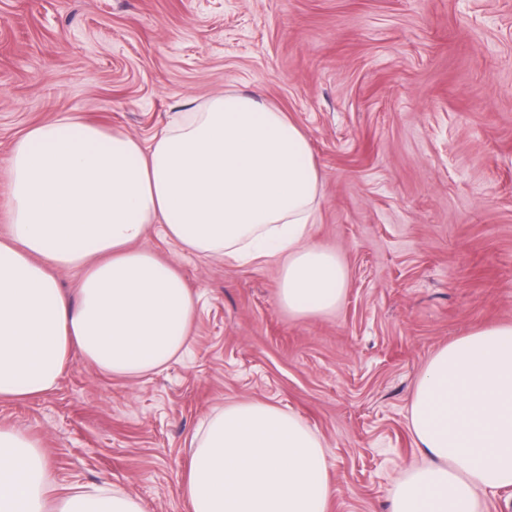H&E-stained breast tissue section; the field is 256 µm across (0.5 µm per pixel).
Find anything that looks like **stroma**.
I'll return each mask as SVG.
<instances>
[{"label": "stroma", "mask_w": 512, "mask_h": 512, "mask_svg": "<svg viewBox=\"0 0 512 512\" xmlns=\"http://www.w3.org/2000/svg\"><path fill=\"white\" fill-rule=\"evenodd\" d=\"M224 91L307 134L322 177L310 240L347 271L342 303L298 317L279 266L141 242L200 298L186 353L148 377L74 361L56 389L0 401L60 490L119 487L190 512L192 435L265 401L321 440L329 512H388L420 452L409 429L431 356L512 322V0H0V236L8 161L31 125L77 114L145 139Z\"/></svg>", "instance_id": "obj_1"}]
</instances>
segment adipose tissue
I'll use <instances>...</instances> for the list:
<instances>
[{
    "label": "adipose tissue",
    "instance_id": "ef3b65f1",
    "mask_svg": "<svg viewBox=\"0 0 512 512\" xmlns=\"http://www.w3.org/2000/svg\"><path fill=\"white\" fill-rule=\"evenodd\" d=\"M0 237V399L53 391L81 359L141 377L189 346L197 300L137 243L158 228L200 257L279 265V298L308 317L345 295L340 258L312 245L321 174L304 130L252 94L225 92L146 139L79 116L31 126L10 155ZM80 270L74 295L55 275ZM409 424L420 464L390 512H486L512 487V323L440 348L419 376ZM182 493L191 512H328L319 437L277 405H224L198 430ZM56 476L28 431L0 427V512H145L111 487L50 499Z\"/></svg>",
    "mask_w": 512,
    "mask_h": 512
}]
</instances>
